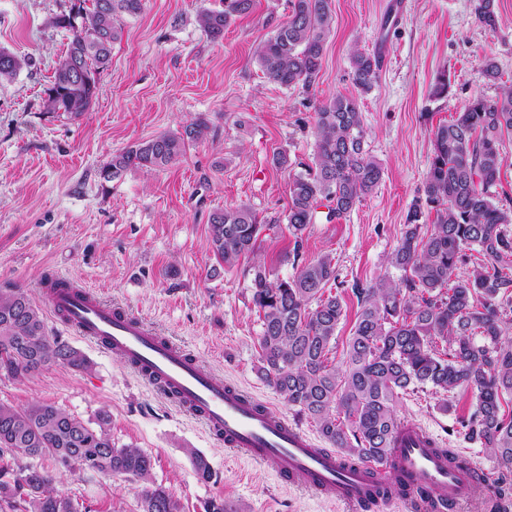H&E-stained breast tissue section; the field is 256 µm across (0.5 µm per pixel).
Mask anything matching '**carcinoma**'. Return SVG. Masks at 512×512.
<instances>
[{
	"mask_svg": "<svg viewBox=\"0 0 512 512\" xmlns=\"http://www.w3.org/2000/svg\"><path fill=\"white\" fill-rule=\"evenodd\" d=\"M253 0H224V9L199 15L214 39L231 21L248 13ZM143 0H75L56 25L71 33L47 89L45 107L78 118L96 95L97 74L111 60L121 37L118 20L136 16ZM479 23L496 25L495 0H478ZM331 0H290L288 21L257 49L264 74L286 87L313 88L324 45L333 26ZM26 64L0 49V80ZM379 71L376 56L356 52L352 79L371 90ZM314 165L295 175L286 220L299 240L317 209L327 218L347 216L380 183L383 169L366 151V128L358 100L338 95L315 112ZM209 122L198 117L176 133H163L112 155L100 177L112 181L130 169L164 168L206 139ZM512 131V87L495 99L474 97L458 117L437 127L424 193L436 210L430 231L421 232L420 211L407 216L401 243L390 263L403 271L396 284L382 278L361 289V310L345 352L344 367L329 364L328 353L343 315L336 296V264L324 255L288 279L272 281L253 265L252 300L262 313L261 371L291 407L316 424L319 433L348 457L386 460L399 421L398 395L416 384L448 390L465 386L477 409L465 438L478 441L500 463L512 465V417L500 398L512 394V341L503 338V305L512 301V210L494 202L503 158L499 142ZM264 225L245 205L209 216V244L226 265L253 254ZM475 248L480 262L463 279L454 270ZM454 347L453 359L438 357L433 343ZM54 365L89 367L77 349L47 335L41 309L21 289L0 293V373L13 378ZM109 415L85 422L44 402L25 408L0 403V457L49 458L58 470L75 454L93 458L87 470L107 468L144 482L140 512H180L169 490L151 478L152 458L138 448L117 447L108 433ZM48 471L33 465L0 466V512H79V504L57 491Z\"/></svg>",
	"mask_w": 512,
	"mask_h": 512,
	"instance_id": "carcinoma-1",
	"label": "carcinoma"
}]
</instances>
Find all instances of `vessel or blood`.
Masks as SVG:
<instances>
[{
	"label": "vessel or blood",
	"instance_id": "obj_1",
	"mask_svg": "<svg viewBox=\"0 0 512 512\" xmlns=\"http://www.w3.org/2000/svg\"><path fill=\"white\" fill-rule=\"evenodd\" d=\"M40 299L66 330L120 357L148 387L199 422L215 440L257 465H273L283 484L336 503L343 512L402 502L408 512H455L485 499L493 512H512L475 469L448 463V451L420 423L401 421L389 461L346 462L270 402L213 372L151 322L109 303L62 273L39 285Z\"/></svg>",
	"mask_w": 512,
	"mask_h": 512
}]
</instances>
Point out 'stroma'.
<instances>
[{
  "label": "stroma",
  "instance_id": "obj_1",
  "mask_svg": "<svg viewBox=\"0 0 512 512\" xmlns=\"http://www.w3.org/2000/svg\"><path fill=\"white\" fill-rule=\"evenodd\" d=\"M389 2L331 0L333 28L317 82L307 91L274 83L256 62L258 46L286 23L288 0H255L252 12L219 39L198 16L223 9L224 0H143L139 15L121 20L122 36L97 76L92 107L73 119L45 107L69 37L55 20L73 0H0V48L26 60L14 78L0 81V291L23 288L34 297L47 273L66 274L158 326L225 381L296 418L259 372L262 322L251 267L262 262L271 278L286 279L321 255L332 257L338 279L331 291L343 317L329 358L341 365L360 310L356 286L382 277L400 281L389 257L409 211L420 208L427 228L436 219L424 195L435 130L475 96L494 99L512 85V0H496L492 29L477 21V0H405L398 24L387 28ZM381 43L388 63L371 91L358 92L352 53L374 52ZM486 56L499 65L497 81L482 72ZM443 75L448 93L433 97ZM339 94L357 97L365 148L383 178L346 218L327 220L326 208H319L297 241L285 220L292 180L313 162L317 105ZM201 115L209 121L207 139L175 163L100 178L114 153L179 131ZM279 152L286 165H274ZM241 204L256 212L264 230L256 255L228 266L210 249L209 216ZM46 326L48 335L88 359L89 370L53 366L27 377L2 375L1 403L48 402L87 422L107 412L113 442L151 456L153 480L168 488L181 512H204L214 498L235 512H341L333 502L282 486L273 467L216 443L120 358L66 334L54 320ZM476 404L463 386L418 385L399 395L395 409L489 481L512 485V472L464 437ZM194 451L206 458L209 480L198 477ZM56 487L81 512H138L143 484L82 471L60 474Z\"/></svg>",
  "mask_w": 512,
  "mask_h": 512
}]
</instances>
